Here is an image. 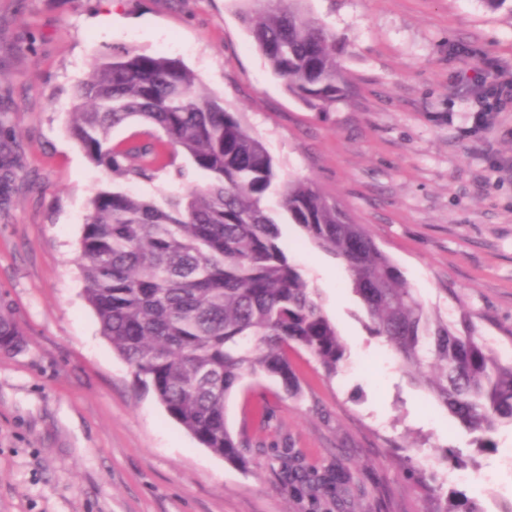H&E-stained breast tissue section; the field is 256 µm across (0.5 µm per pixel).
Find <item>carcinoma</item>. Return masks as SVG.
<instances>
[{"instance_id": "carcinoma-1", "label": "carcinoma", "mask_w": 512, "mask_h": 512, "mask_svg": "<svg viewBox=\"0 0 512 512\" xmlns=\"http://www.w3.org/2000/svg\"><path fill=\"white\" fill-rule=\"evenodd\" d=\"M238 15L271 73L290 95L327 112L350 93L340 58L346 43L305 0H243ZM71 135L118 178H149L187 156L206 181L163 202L102 190L81 239L85 298L101 335L200 445L234 464L247 440L225 402L248 375L300 383L288 353L311 354L327 376L342 367L336 325L287 255L270 196L290 224L340 258L371 335L448 413L489 440L512 425V363L467 317L430 312L394 261L312 181L281 177L265 143L201 86L179 60L134 48L103 53L77 85ZM137 120L143 138L112 144L114 128ZM27 345L0 300V354Z\"/></svg>"}]
</instances>
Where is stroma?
Returning <instances> with one entry per match:
<instances>
[{"label":"stroma","instance_id":"1","mask_svg":"<svg viewBox=\"0 0 512 512\" xmlns=\"http://www.w3.org/2000/svg\"><path fill=\"white\" fill-rule=\"evenodd\" d=\"M344 36L351 95L327 112L293 98L238 18V0H0V295L28 339L0 354V512H427L428 492L512 512V473L455 484L437 454L495 465L512 427L478 452L431 392L388 356L341 260L282 224L287 253L336 323L346 360L289 359L293 397L257 375L226 401L245 465L168 417L101 336L79 265L101 189L162 201L202 183L177 157L115 179L68 134L75 85L115 48L179 59L265 142L280 172L313 179L398 265L434 312L467 314L512 348V105L477 109V67L512 79V0H307ZM317 475L288 481L289 460Z\"/></svg>","mask_w":512,"mask_h":512}]
</instances>
